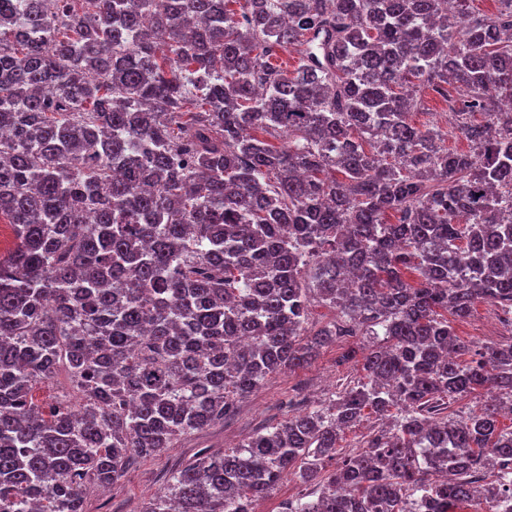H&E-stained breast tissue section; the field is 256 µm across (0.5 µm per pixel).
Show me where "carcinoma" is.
I'll use <instances>...</instances> for the list:
<instances>
[{"mask_svg":"<svg viewBox=\"0 0 512 512\" xmlns=\"http://www.w3.org/2000/svg\"><path fill=\"white\" fill-rule=\"evenodd\" d=\"M0 0V512H87L140 457L367 336L364 377L144 512H512V0ZM299 54L294 71L271 63ZM464 90L454 97L448 85ZM448 103L452 152L411 121ZM283 137L277 146L271 137ZM337 312L310 322L313 303ZM453 320H448V317ZM66 376L45 409L40 382ZM489 391L463 420L448 404ZM400 409L332 471L365 411ZM501 313L484 303H476L468 319L455 322L456 334L474 345L507 343L512 340V327L501 321ZM315 489L292 475H287L269 495L258 502L255 508L261 509L260 512H280L288 500L300 497H305V500L316 499L317 496L313 494Z\"/></svg>","mask_w":512,"mask_h":512,"instance_id":"carcinoma-1","label":"carcinoma"}]
</instances>
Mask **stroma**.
<instances>
[{
    "mask_svg": "<svg viewBox=\"0 0 512 512\" xmlns=\"http://www.w3.org/2000/svg\"><path fill=\"white\" fill-rule=\"evenodd\" d=\"M457 335L474 345L512 341V326L484 303L476 304L468 319L455 325ZM364 337L337 341L323 348L307 366L270 377L239 403L223 425L197 433L154 459L139 460L109 493H94L88 512H142L143 507L166 485L176 469L201 449L219 454L237 447L250 434L275 426L289 412L309 409L313 403L335 399L342 386L358 380L363 371Z\"/></svg>",
    "mask_w": 512,
    "mask_h": 512,
    "instance_id": "1",
    "label": "stroma"
}]
</instances>
